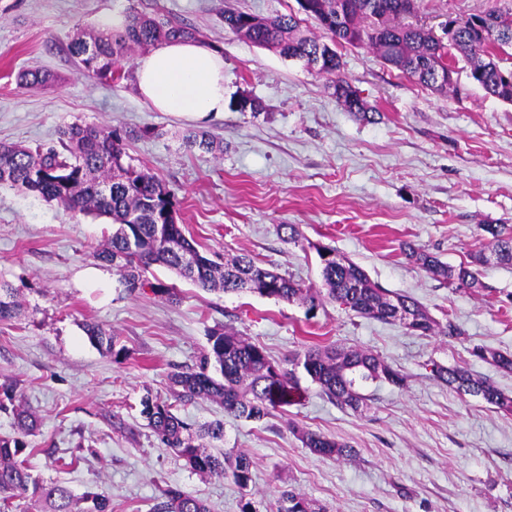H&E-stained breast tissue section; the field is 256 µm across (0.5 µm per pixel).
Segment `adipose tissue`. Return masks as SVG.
Returning <instances> with one entry per match:
<instances>
[{
    "label": "adipose tissue",
    "mask_w": 512,
    "mask_h": 512,
    "mask_svg": "<svg viewBox=\"0 0 512 512\" xmlns=\"http://www.w3.org/2000/svg\"><path fill=\"white\" fill-rule=\"evenodd\" d=\"M142 97L157 111L204 122L224 112V59L191 39L171 40L136 67Z\"/></svg>",
    "instance_id": "obj_1"
}]
</instances>
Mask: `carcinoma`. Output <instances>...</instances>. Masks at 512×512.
I'll return each mask as SVG.
<instances>
[{"label":"carcinoma","mask_w":512,"mask_h":512,"mask_svg":"<svg viewBox=\"0 0 512 512\" xmlns=\"http://www.w3.org/2000/svg\"><path fill=\"white\" fill-rule=\"evenodd\" d=\"M390 0H297L299 9L314 19L328 39L308 35L293 15L261 18L253 13L224 11V28L284 58L299 57L314 63L313 70L331 77L336 101L362 120L370 121V108L343 74V63L336 46H366L385 64L436 92L459 94L456 84L436 86L434 73L450 67L456 56L468 65L467 77L485 92L512 103V85L504 83L499 54L512 48V24H497L498 10L454 19L452 44L439 40L419 12L400 11L386 6ZM123 28L89 32L73 38L67 52L87 77L99 81L123 78L117 62L136 51L177 39H198L195 30L180 19L157 11L135 8L124 13ZM20 80L30 88L57 81L48 70L25 69ZM155 133L152 127L131 129L103 128L74 121L58 129L55 145L26 146L0 143V185L22 193H32L71 214L111 219L112 236L97 257L112 266L128 292L149 287L152 292L175 299L174 288L153 283L146 272L153 265L174 271L183 279L208 291L250 292L284 302H298L314 312L326 302L336 303L357 316L397 323L420 336L459 338L463 332L452 320L440 322L413 297L393 293L372 281L366 271L333 248L316 247L321 264L323 287L303 285L258 265L249 256L235 255L216 261L199 250L177 222L175 192L144 165L125 161L127 142ZM185 142L201 149H213L215 138L205 130L190 131ZM487 245L470 254L469 261L457 266L438 256L404 245V253L414 264L434 278L457 289L482 287L479 268L487 264L486 252L497 255V262L512 263V225L485 224ZM18 294L0 281V322L14 318L20 310ZM84 331L91 342L118 357L116 336L98 323H88ZM472 355L496 368L512 372V355L486 347H475ZM301 367L323 395L343 409L357 413L366 397L355 387L356 377L384 380L402 386L405 376L399 369L373 353L335 346H310L284 369L266 349L226 329L209 333V349L199 363L169 376L183 401L204 399L215 402L238 418L262 421L300 397L295 369ZM433 375L441 383L464 395L481 398L506 415L512 414V395L490 379L464 368L433 365ZM141 415L160 443L172 449L194 472L207 477L229 478L241 489L253 481V460L243 451L215 453L210 443L224 438L220 421L194 427L183 420L173 404L150 394L141 400ZM12 412L17 436L0 437V507H10L22 499L37 512H112L110 499L88 492L77 499L58 484L48 485L33 477L28 457L35 449L25 437L37 429L35 415L17 403L12 384L0 386V412ZM303 446L320 455L349 457L353 449L321 433L293 427ZM165 501L157 512H209L208 504L178 488L164 491ZM278 512H321L311 500L294 489L281 492Z\"/></svg>","instance_id":"cac0c4a2"}]
</instances>
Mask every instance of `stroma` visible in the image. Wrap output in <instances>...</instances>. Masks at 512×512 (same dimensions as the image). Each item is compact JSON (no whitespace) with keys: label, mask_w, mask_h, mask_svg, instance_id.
<instances>
[{"label":"stroma","mask_w":512,"mask_h":512,"mask_svg":"<svg viewBox=\"0 0 512 512\" xmlns=\"http://www.w3.org/2000/svg\"><path fill=\"white\" fill-rule=\"evenodd\" d=\"M196 29L224 58L225 109L203 122L221 148L184 144L190 122L158 112L140 96L135 58L119 62L117 82L88 78L68 59L78 34L104 16L144 9L143 0H0V143L56 140L59 126L83 120L104 127L153 126L157 135L128 143L176 192L178 222L200 250L248 254L259 265L321 287L316 246L335 248L382 287L417 299L461 338L418 336L400 325L355 315L335 303L315 314L303 305L252 293L216 294L152 266L150 281L176 287L170 302L151 290L128 293L97 250L108 219H71L56 204L0 187V280L23 306L0 322V382L17 385L39 430L30 442L34 476L75 497L104 493L112 512H153L176 487L211 512H276L292 487L325 512H512V416L435 379L433 364L462 366L512 393V373L471 354L476 345L512 353V266L481 267V288L455 290L411 263L410 243L451 265L467 261L486 224L512 225V103L469 85L465 97L438 93L387 66L371 49L343 46L346 78L377 112L357 120L340 106L328 78L224 28L237 9L273 17L297 13L296 0H157ZM512 7V0H421L430 25ZM41 68L55 84L32 89L17 73ZM259 99L260 115L239 111ZM298 242H287L288 225ZM112 330L121 356L103 352L84 326ZM230 328L290 367L312 343L363 348L397 367L404 387L366 382L355 413L300 376L301 403L256 423L204 400L179 414L224 423V451L254 463L253 481L199 475L162 446L140 415L146 394L171 399L168 373L196 366L208 334ZM301 426L355 448L349 459L319 456L292 433Z\"/></svg>","instance_id":"35a3bbf8"}]
</instances>
